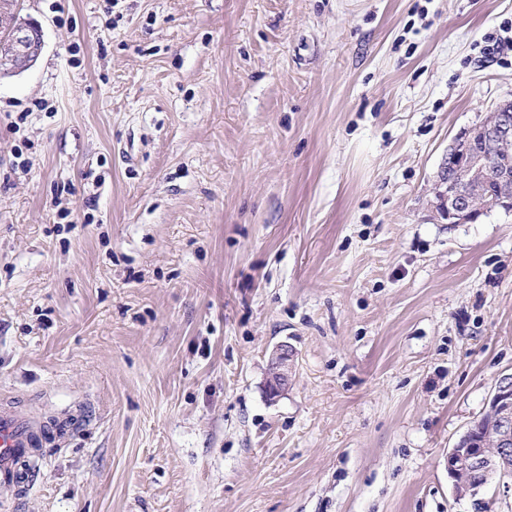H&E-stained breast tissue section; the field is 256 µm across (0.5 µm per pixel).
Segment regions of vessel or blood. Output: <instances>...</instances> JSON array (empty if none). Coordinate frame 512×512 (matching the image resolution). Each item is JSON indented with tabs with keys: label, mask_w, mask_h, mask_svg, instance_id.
I'll list each match as a JSON object with an SVG mask.
<instances>
[{
	"label": "vessel or blood",
	"mask_w": 512,
	"mask_h": 512,
	"mask_svg": "<svg viewBox=\"0 0 512 512\" xmlns=\"http://www.w3.org/2000/svg\"><path fill=\"white\" fill-rule=\"evenodd\" d=\"M61 431V426L0 406V487L12 485L32 449L46 446Z\"/></svg>",
	"instance_id": "1"
}]
</instances>
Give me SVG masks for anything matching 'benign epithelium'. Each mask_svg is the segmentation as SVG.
I'll return each mask as SVG.
<instances>
[{"label":"benign epithelium","mask_w":512,"mask_h":512,"mask_svg":"<svg viewBox=\"0 0 512 512\" xmlns=\"http://www.w3.org/2000/svg\"><path fill=\"white\" fill-rule=\"evenodd\" d=\"M0 27L10 33L8 43L0 44V77L14 76L34 65L40 56L44 41L42 29L33 22L16 21L6 8L0 9ZM512 152V101L500 103L484 123L481 142L470 137L465 130L455 137L448 154L462 157L448 188L438 192L440 206L450 224L476 222L485 213L496 208L512 209V173L493 168L488 158L494 153ZM499 183L498 197L487 201L482 186L489 179ZM295 368V350L283 343L270 356L265 388L275 399L288 391ZM487 415L493 428L480 442H473L478 425L466 430L456 445L448 452V478L458 485L466 472L483 471L494 474L512 461V376L500 379L489 403Z\"/></svg>","instance_id":"benign-epithelium-1"}]
</instances>
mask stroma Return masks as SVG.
Listing matches in <instances>:
<instances>
[{
  "mask_svg": "<svg viewBox=\"0 0 512 512\" xmlns=\"http://www.w3.org/2000/svg\"><path fill=\"white\" fill-rule=\"evenodd\" d=\"M17 9L0 404L66 432L0 512H477L447 456L512 374V211L436 191L512 100V0ZM0 77L14 76L34 65L40 56L44 41L42 29L33 22L16 21L9 9L0 10ZM10 33V37L9 34ZM295 368V350L288 343L278 345L270 356L265 388L270 399L288 391Z\"/></svg>",
  "mask_w": 512,
  "mask_h": 512,
  "instance_id": "35a3bbf8",
  "label": "stroma"
}]
</instances>
